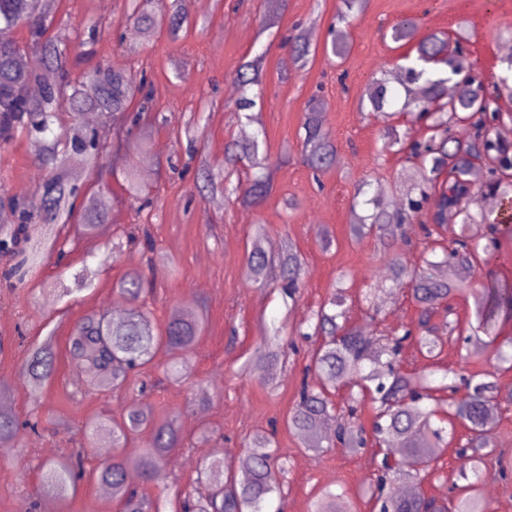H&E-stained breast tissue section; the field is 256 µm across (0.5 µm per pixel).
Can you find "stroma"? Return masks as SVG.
<instances>
[{
  "label": "stroma",
  "instance_id": "1",
  "mask_svg": "<svg viewBox=\"0 0 512 512\" xmlns=\"http://www.w3.org/2000/svg\"><path fill=\"white\" fill-rule=\"evenodd\" d=\"M339 5L340 0H288L278 24L265 35L259 32V17L266 0H206L199 12L205 25L176 41L159 28L121 42L109 25L102 27L94 44L95 62L131 72L148 63L156 89L154 110L147 118V134L134 136L113 152L104 182L87 183L99 193L106 212V222L96 234L85 238L76 224L54 225L57 251L42 258L22 282L0 279V336L11 342L0 354V400L19 417L34 409L21 382L27 350L48 335L56 343L55 374L43 394V408L52 419L39 432L22 430L19 446L0 454V512H19L29 495L37 498L39 512H120L119 503L103 496L91 480L82 481L64 500L46 493L40 465L71 448L87 420L119 416L129 403L126 394L103 399L75 382L67 338L74 322L110 308L120 298L118 285L133 269L154 282L145 300L157 326H164L175 308H207L203 337L191 355L192 376L172 380L169 371L175 359L167 352L159 353L143 375L149 388L141 403L156 415L175 418L189 447L170 452L166 486L144 484L141 492L174 507L200 462L229 451L244 453L249 434L271 429L277 454L288 463V492L282 499L271 497L265 512H307L312 498L326 486L346 493L359 512H372L363 499L374 478L368 453L337 449L314 456L285 424L315 342L295 338L276 387L239 369L260 345L267 327L304 321L330 296L341 276L347 279L351 322L357 328L367 325L364 296L370 292L389 330L417 322L420 308L409 290L393 288L386 276V253L394 251L407 267L416 266L423 247L420 226L404 225L385 245L371 235L355 239L353 197L359 182L376 179L387 185V200H400L395 176L404 156L381 154L382 136L392 123L413 139L427 137L428 130L414 114L389 119L368 112L361 100L381 69L414 54V43H396L388 36L393 24L409 17L418 19L424 34L467 29V48L478 69L488 76L502 75L501 32L512 27V0H367L349 22L344 58L320 51L307 67L291 63L288 48L281 44L283 35L299 23L314 32L321 47ZM123 10L124 0H57L52 27L82 28L101 17L116 20ZM132 45L137 48L133 54L128 51ZM260 52L266 55V83L257 106L261 122L255 125L234 112L229 89L236 68ZM177 69L182 79L174 78ZM314 95L327 103L323 124L337 153L336 165L319 175L306 167L301 154L302 118ZM205 97L218 105L205 113L203 133L192 143L180 123ZM260 127L266 131L272 159L279 162L271 195L256 207L232 197L218 201L200 196L192 150L221 163L227 141ZM34 144L23 134L0 141V196L18 197L23 188L36 192L45 173L37 164ZM147 146L154 149L152 162L140 177L153 205L150 213L140 215L123 187V174L140 164ZM256 224L266 226L271 248L287 237L301 251L302 286L296 303H284L279 293L247 278L245 251ZM135 229L147 230L152 250L128 241L129 231ZM86 266L94 272L91 288L73 291L75 273ZM492 278L512 288L511 231L501 230L487 263L469 274L476 288ZM205 426L213 431L206 442L197 438Z\"/></svg>",
  "mask_w": 512,
  "mask_h": 512
}]
</instances>
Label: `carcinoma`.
I'll use <instances>...</instances> for the list:
<instances>
[{
    "mask_svg": "<svg viewBox=\"0 0 512 512\" xmlns=\"http://www.w3.org/2000/svg\"><path fill=\"white\" fill-rule=\"evenodd\" d=\"M56 0H0V137H10L22 131L30 137L44 138L52 132L56 113L65 110L72 116V125L61 136L48 141L39 158L47 172L34 200H11L5 219L18 223L10 240L0 239V249L18 245L26 224H67L74 209L79 187L71 182L70 167L81 162L89 174L100 173L106 167L110 150L103 133L84 127L81 117L87 112L104 116L128 114L127 134L140 129L144 113L152 108L155 88L147 69L139 75L97 65L83 68L81 64L93 52L91 42L78 32L47 34L52 23ZM344 11L330 25L331 41L324 50L343 57L348 42L342 25L361 10L364 0H342ZM122 26L137 27L150 33L166 25L174 37L191 26L189 18L177 8V0L165 4L162 0H126L124 16L117 21ZM28 29L30 51L39 56L44 67L55 72V79L46 80L39 70L17 66L24 49L15 38L19 27ZM418 31V21L405 18L391 27L393 42L410 41ZM469 40L466 32L456 34V48L451 50L448 38L426 34L418 39L415 59L404 57L381 71L369 83L366 98L370 111L386 114L416 112L429 121L432 134L424 140H412L408 133H399L390 125L383 136L382 151L404 152L413 170H401L407 182V192L400 207L390 211L382 206L386 186L381 182H365L359 194L365 196L362 205L367 214L358 217L356 234L390 235L405 224L422 223L424 204L433 201L437 208L432 225L423 227L424 249L421 263L409 270L398 259L387 261L388 279L407 287L413 299L422 306L416 328L404 333L388 334L382 329L381 307L371 302L365 316L372 332L364 334L350 322L344 309L346 291L343 279L328 301L311 312L303 325L289 329V334L322 342L305 368L298 389V401L288 414V428L304 440L307 451L320 455L330 448L350 452L381 445L384 453L377 462L369 501L379 512H427L432 501L417 493L398 497L391 492L398 481L422 483L434 475L433 463L448 447L445 433L457 440L459 459L458 479L448 502L438 512H489L481 493L488 462L495 461L501 472L512 464L493 446V430L498 413L512 405V390L503 392L497 374L512 370V348L508 339L495 349L481 335L488 333L497 316L512 317V291L494 288H470L464 280L445 278L443 269H471L487 260L490 245L499 232L498 218L470 209L478 195H493L512 203V144L504 142L497 127L511 113L498 107L501 88L508 87V77L486 76L476 71L464 54L462 45ZM290 53L300 66H306L316 55L318 46L311 43L305 31L285 37ZM265 52L239 65L234 79L238 85L235 111L259 126L257 137L240 142L232 139L224 148V165L215 167L208 158H201L196 179L208 193L229 192V178L237 166L246 161L253 176L249 183L234 188L242 203L257 206L273 188L276 163L267 151L260 149L258 136L265 135L260 115L254 112L264 81ZM457 93L448 95V83ZM325 104L313 100L304 112L302 127L303 163L319 173L336 163V146L329 131L323 128ZM461 122L470 125L472 133L466 144L452 135V127ZM130 197L141 199L144 191L139 174L129 169L125 176ZM82 201V224L79 231L86 236L95 233L97 225L105 223L95 193L88 191ZM448 223L466 229L471 224H486L491 238L487 241L460 234L444 246L439 243L438 229ZM264 227L255 229L250 248L246 251L247 274L258 287L268 285L273 269H278L283 291L292 299L300 288L303 259L291 245L277 251L266 248ZM56 239L46 231L32 248L31 262L41 254L54 250ZM144 279L134 269L120 283V291L131 302L124 319L116 323L105 311L85 315L72 327L68 338L71 365L85 373L86 386L97 393L117 392L128 376L151 363L163 348L188 353L195 349L205 328L203 314L186 309L178 312L164 328L156 327L150 310L139 303ZM458 294L473 298L477 326L464 337L459 353V368L447 369L441 381L435 371L425 368L410 371L402 366V343L418 332L417 344L428 358L441 355L446 339L431 334L428 327L431 314L444 313L448 333L457 328L449 320L452 305L440 306ZM286 352L280 330L270 331L261 345L240 368L248 376L263 383L275 384L274 372L285 363ZM484 365L486 369L471 371L469 367ZM55 369L53 337L32 347L21 372V378L33 401L42 403L41 394ZM348 392L346 402L335 408L336 393ZM371 401L375 411L371 430L358 424V411L365 401ZM464 434L455 437L456 425ZM19 419L0 408V448L19 445ZM147 434L144 448L126 450L129 439ZM111 442L117 449L112 458L92 472V476L112 486L123 500L124 512H165L159 500L139 492L128 484L129 470L139 472L147 483L162 477L166 455L173 448L183 447V436L176 421L157 418L151 410L136 400L129 403L122 421L100 418L83 426L79 446L41 466L43 489L67 496L75 491L86 476L84 462L94 449ZM246 464L249 474L243 480L232 474L233 467L218 455L201 463L191 489L183 494L174 512H263L272 495L283 497L286 488V467L278 461L274 441L268 434L256 432L247 443ZM309 512H356L348 496L326 486L310 502Z\"/></svg>",
    "mask_w": 512,
    "mask_h": 512,
    "instance_id": "obj_1",
    "label": "carcinoma"
}]
</instances>
